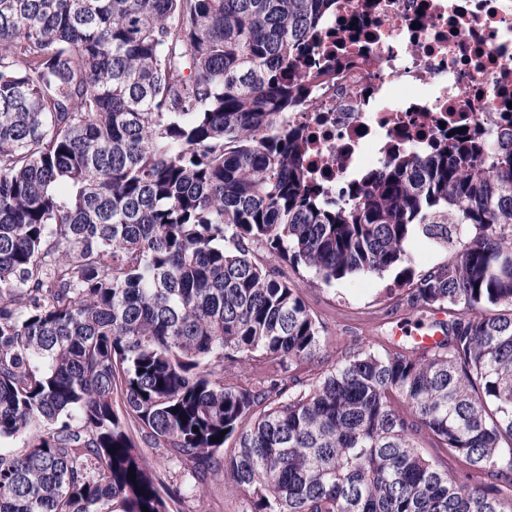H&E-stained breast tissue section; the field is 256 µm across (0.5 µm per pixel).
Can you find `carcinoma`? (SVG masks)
Returning a JSON list of instances; mask_svg holds the SVG:
<instances>
[{
	"mask_svg": "<svg viewBox=\"0 0 512 512\" xmlns=\"http://www.w3.org/2000/svg\"><path fill=\"white\" fill-rule=\"evenodd\" d=\"M335 8L0 0V512H170L159 448L249 512H512V132L328 199L287 115ZM282 263L437 336L326 366ZM406 249L415 260L417 271L448 260V252L421 233H415L409 238Z\"/></svg>",
	"mask_w": 512,
	"mask_h": 512,
	"instance_id": "obj_1",
	"label": "carcinoma"
}]
</instances>
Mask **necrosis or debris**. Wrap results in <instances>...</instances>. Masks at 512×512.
<instances>
[{
	"instance_id": "obj_1",
	"label": "necrosis or debris",
	"mask_w": 512,
	"mask_h": 512,
	"mask_svg": "<svg viewBox=\"0 0 512 512\" xmlns=\"http://www.w3.org/2000/svg\"><path fill=\"white\" fill-rule=\"evenodd\" d=\"M314 51L326 82L288 122L329 196L451 131L491 149L512 126V0H336Z\"/></svg>"
}]
</instances>
